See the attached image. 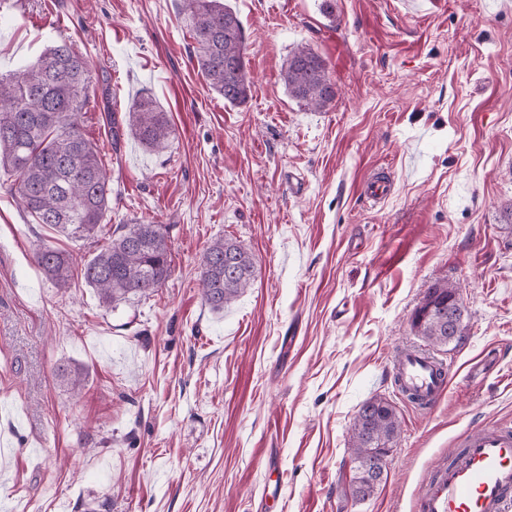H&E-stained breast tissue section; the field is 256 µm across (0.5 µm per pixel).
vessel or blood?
I'll return each instance as SVG.
<instances>
[{
    "label": "vessel or blood",
    "instance_id": "vessel-or-blood-1",
    "mask_svg": "<svg viewBox=\"0 0 512 512\" xmlns=\"http://www.w3.org/2000/svg\"><path fill=\"white\" fill-rule=\"evenodd\" d=\"M397 385L431 407L451 377L445 364L422 350L400 353ZM413 512H512V431H472L450 463L435 465Z\"/></svg>",
    "mask_w": 512,
    "mask_h": 512
}]
</instances>
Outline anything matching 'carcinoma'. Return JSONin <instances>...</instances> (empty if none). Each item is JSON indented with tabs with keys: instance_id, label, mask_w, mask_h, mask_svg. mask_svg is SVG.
<instances>
[{
	"instance_id": "cac0c4a2",
	"label": "carcinoma",
	"mask_w": 512,
	"mask_h": 512,
	"mask_svg": "<svg viewBox=\"0 0 512 512\" xmlns=\"http://www.w3.org/2000/svg\"><path fill=\"white\" fill-rule=\"evenodd\" d=\"M184 25L194 40L193 57L209 88L224 103L241 105L251 93L244 61V39L237 13L224 0H181ZM92 63L61 39L38 60L0 74V167L16 176L15 197L36 223L56 227L73 238H91L103 229L112 198V183L103 156L82 133L80 117L89 103ZM281 77L288 96L313 110L329 107L336 97L326 61L300 45L288 53ZM128 127L148 151L169 147L173 129L155 100L146 95L131 106ZM44 277L66 288L74 264L71 255L48 244L35 250ZM172 274L167 231L160 224H119L108 242L81 267L85 283L102 306L115 307L162 287ZM255 275L252 255L240 243L217 238L206 249L200 280L202 298L221 312L249 287ZM457 285L437 281L429 286L420 308L430 315L412 317L415 332L435 345L465 335L463 314L443 317ZM371 417L354 418L349 448L352 484L360 499L371 497L378 484L367 465L378 448H390L400 433L394 406L376 397L362 405Z\"/></svg>"
}]
</instances>
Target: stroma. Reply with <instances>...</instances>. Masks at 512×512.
I'll return each mask as SVG.
<instances>
[{
	"instance_id": "35a3bbf8",
	"label": "stroma",
	"mask_w": 512,
	"mask_h": 512,
	"mask_svg": "<svg viewBox=\"0 0 512 512\" xmlns=\"http://www.w3.org/2000/svg\"><path fill=\"white\" fill-rule=\"evenodd\" d=\"M225 2L251 81L239 106L194 63L181 0H0V72L61 35L91 60L81 128L109 162L110 222L162 225L173 259L162 288L114 309L81 279L56 288L36 247L80 265L101 241L35 223L0 170V512H412L466 433L512 429V0ZM299 45L328 65L325 110L285 89ZM143 93L174 129L161 153L127 127ZM374 173L391 181L377 205L360 193ZM218 237L256 263L220 313L200 291ZM440 280L467 331L432 348L411 317ZM407 348L451 370L433 408L395 382ZM378 396L401 431L360 501L350 428Z\"/></svg>"
}]
</instances>
